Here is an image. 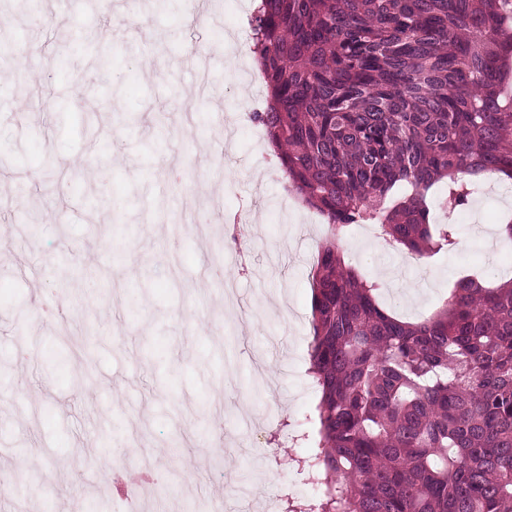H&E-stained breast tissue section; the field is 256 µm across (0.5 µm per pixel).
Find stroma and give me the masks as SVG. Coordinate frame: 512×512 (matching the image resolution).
Here are the masks:
<instances>
[{
    "instance_id": "35a3bbf8",
    "label": "stroma",
    "mask_w": 512,
    "mask_h": 512,
    "mask_svg": "<svg viewBox=\"0 0 512 512\" xmlns=\"http://www.w3.org/2000/svg\"><path fill=\"white\" fill-rule=\"evenodd\" d=\"M251 0H168L134 19L124 0L47 5L15 17L7 54L21 62L0 98V183L24 185L0 211V512H114L116 448L143 512H253L315 491L296 464L320 395L308 373L312 273L328 232L300 202L248 117L265 103L249 51ZM105 34L101 74L78 29ZM39 55H31V44ZM205 47L198 98L186 46ZM51 151L65 170L38 161ZM110 168L106 184L97 167ZM454 221L458 248L426 258L356 228L345 264L382 282L380 305L406 321L433 313L460 277L512 278V180L483 179ZM53 294L77 320L41 317Z\"/></svg>"
}]
</instances>
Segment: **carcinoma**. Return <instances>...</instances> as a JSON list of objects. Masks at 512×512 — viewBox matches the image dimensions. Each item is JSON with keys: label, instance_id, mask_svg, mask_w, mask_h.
Instances as JSON below:
<instances>
[{"label": "carcinoma", "instance_id": "obj_1", "mask_svg": "<svg viewBox=\"0 0 512 512\" xmlns=\"http://www.w3.org/2000/svg\"><path fill=\"white\" fill-rule=\"evenodd\" d=\"M248 28L266 86L250 119L329 231L312 281L316 452L299 461L316 496L297 512H512V280L460 278L408 322L336 247L369 224L420 257L451 251L432 189L463 208L471 178L512 179V0H260Z\"/></svg>", "mask_w": 512, "mask_h": 512}]
</instances>
